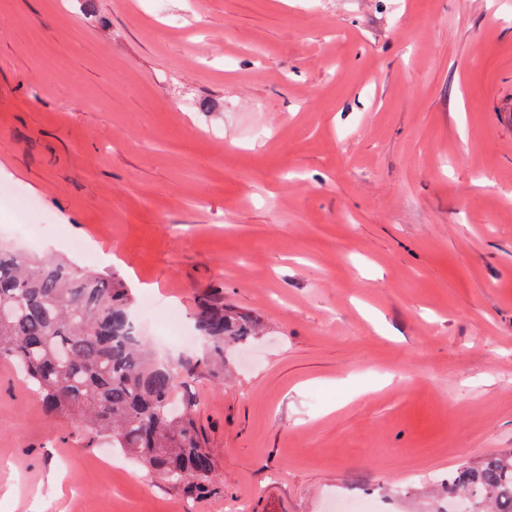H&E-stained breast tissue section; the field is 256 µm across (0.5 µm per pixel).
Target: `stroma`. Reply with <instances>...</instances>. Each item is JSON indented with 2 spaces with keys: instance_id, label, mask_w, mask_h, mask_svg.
Instances as JSON below:
<instances>
[{
  "instance_id": "obj_1",
  "label": "stroma",
  "mask_w": 512,
  "mask_h": 512,
  "mask_svg": "<svg viewBox=\"0 0 512 512\" xmlns=\"http://www.w3.org/2000/svg\"><path fill=\"white\" fill-rule=\"evenodd\" d=\"M506 97L512 0H0V245L152 300L162 353L209 293L264 327L189 379L192 502L0 362V512H446L512 451Z\"/></svg>"
}]
</instances>
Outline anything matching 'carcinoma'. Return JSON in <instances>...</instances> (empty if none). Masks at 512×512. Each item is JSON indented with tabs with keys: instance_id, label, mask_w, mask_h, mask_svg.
Segmentation results:
<instances>
[{
	"instance_id": "carcinoma-1",
	"label": "carcinoma",
	"mask_w": 512,
	"mask_h": 512,
	"mask_svg": "<svg viewBox=\"0 0 512 512\" xmlns=\"http://www.w3.org/2000/svg\"><path fill=\"white\" fill-rule=\"evenodd\" d=\"M2 304L11 313L0 317V359L16 366L47 413L78 417L93 439L185 496L214 489L215 458L186 378L223 373L224 346L257 335L255 320L205 298L194 312L202 353L160 358L135 324L123 282L0 247ZM448 500L463 512H512V453L490 454L448 479Z\"/></svg>"
}]
</instances>
